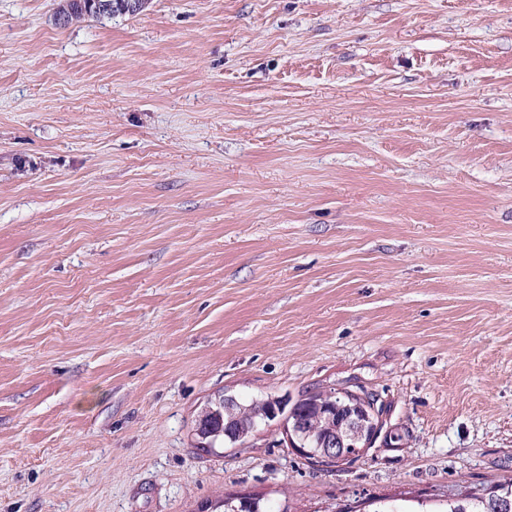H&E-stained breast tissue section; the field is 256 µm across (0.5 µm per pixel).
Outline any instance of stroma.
Instances as JSON below:
<instances>
[{
  "label": "stroma",
  "instance_id": "obj_1",
  "mask_svg": "<svg viewBox=\"0 0 512 512\" xmlns=\"http://www.w3.org/2000/svg\"><path fill=\"white\" fill-rule=\"evenodd\" d=\"M0 0V512H444L512 478V0ZM382 404L322 466L221 394ZM224 400V410L221 403ZM266 399L251 400L249 402H241L242 409L240 417L231 423L232 431L235 435V441L232 443L230 439L224 435L225 415L229 416V422L232 421L234 408L237 400L234 396L222 395L208 403L207 408L199 418L196 426V436L198 440L197 448H201L206 452H213L215 448H224V445H240L246 443L248 435L252 434L253 421L258 418L257 413L263 409V402Z\"/></svg>",
  "mask_w": 512,
  "mask_h": 512
}]
</instances>
